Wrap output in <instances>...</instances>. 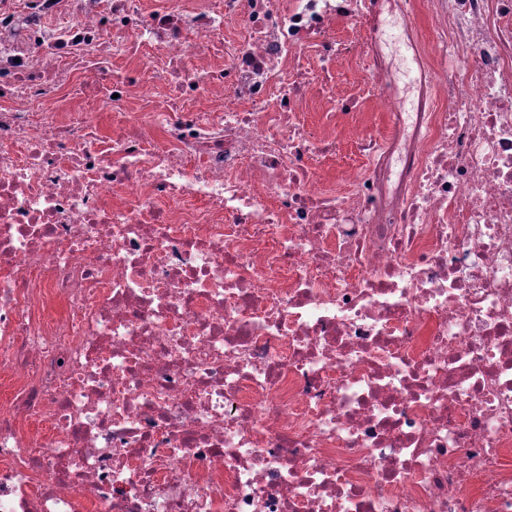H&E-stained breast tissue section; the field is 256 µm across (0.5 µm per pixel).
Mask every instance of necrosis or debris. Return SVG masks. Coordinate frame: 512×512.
<instances>
[{
	"instance_id": "necrosis-or-debris-1",
	"label": "necrosis or debris",
	"mask_w": 512,
	"mask_h": 512,
	"mask_svg": "<svg viewBox=\"0 0 512 512\" xmlns=\"http://www.w3.org/2000/svg\"><path fill=\"white\" fill-rule=\"evenodd\" d=\"M417 6L0 0V512H512V0ZM310 54L386 116L336 197Z\"/></svg>"
}]
</instances>
